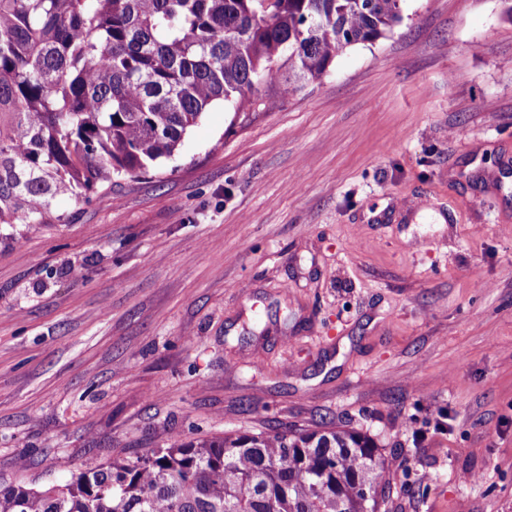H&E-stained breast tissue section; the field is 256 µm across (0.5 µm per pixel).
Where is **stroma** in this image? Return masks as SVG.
<instances>
[{"mask_svg":"<svg viewBox=\"0 0 512 512\" xmlns=\"http://www.w3.org/2000/svg\"><path fill=\"white\" fill-rule=\"evenodd\" d=\"M508 6L405 0L321 81L0 226V477L331 421L406 467L381 512H512Z\"/></svg>","mask_w":512,"mask_h":512,"instance_id":"obj_1","label":"stroma"}]
</instances>
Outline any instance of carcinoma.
Wrapping results in <instances>:
<instances>
[{"label":"carcinoma","instance_id":"obj_1","mask_svg":"<svg viewBox=\"0 0 512 512\" xmlns=\"http://www.w3.org/2000/svg\"><path fill=\"white\" fill-rule=\"evenodd\" d=\"M404 0H0V224H60L53 201L179 153L215 103L270 106L402 19ZM0 512H380L390 461L353 428L226 432L133 459L88 457ZM374 495L368 497L365 491Z\"/></svg>","mask_w":512,"mask_h":512}]
</instances>
